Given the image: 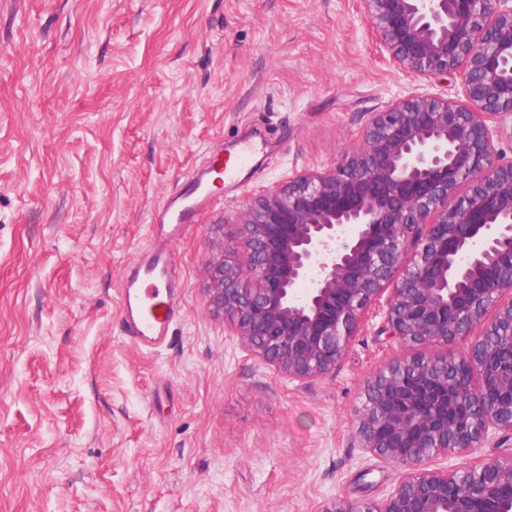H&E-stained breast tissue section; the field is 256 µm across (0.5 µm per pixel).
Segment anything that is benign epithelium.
<instances>
[{"label": "benign epithelium", "instance_id": "1", "mask_svg": "<svg viewBox=\"0 0 512 512\" xmlns=\"http://www.w3.org/2000/svg\"><path fill=\"white\" fill-rule=\"evenodd\" d=\"M361 3L399 69L458 73L463 98L402 97L371 113L335 167L247 202L241 259L214 262L208 305L298 380L336 371L373 316L409 346L479 330L458 359L417 354L369 382L364 446L408 477L381 504L336 499L325 512H512V457L423 467L484 447L491 431L512 439V161L492 162V124L512 115V0Z\"/></svg>", "mask_w": 512, "mask_h": 512}]
</instances>
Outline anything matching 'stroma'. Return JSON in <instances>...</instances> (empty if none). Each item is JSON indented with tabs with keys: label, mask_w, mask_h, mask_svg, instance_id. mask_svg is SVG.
Listing matches in <instances>:
<instances>
[{
	"label": "stroma",
	"mask_w": 512,
	"mask_h": 512,
	"mask_svg": "<svg viewBox=\"0 0 512 512\" xmlns=\"http://www.w3.org/2000/svg\"><path fill=\"white\" fill-rule=\"evenodd\" d=\"M407 77L359 0H0V512H324L407 471L364 448L368 382L414 348L371 320L335 373L262 364L206 298L239 212L336 165ZM259 149L173 252L154 349L120 331L153 209L206 155Z\"/></svg>",
	"instance_id": "1"
}]
</instances>
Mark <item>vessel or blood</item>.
Wrapping results in <instances>:
<instances>
[{
	"label": "vessel or blood",
	"mask_w": 512,
	"mask_h": 512,
	"mask_svg": "<svg viewBox=\"0 0 512 512\" xmlns=\"http://www.w3.org/2000/svg\"><path fill=\"white\" fill-rule=\"evenodd\" d=\"M255 151L241 144L233 155L223 150L210 153L202 168L193 171L180 193L166 197L151 216L152 238L125 269L120 290L121 322L127 336L144 345L163 342L177 317L185 284L171 250L197 224L213 201L212 177L235 181Z\"/></svg>",
	"instance_id": "b4317fda"
}]
</instances>
